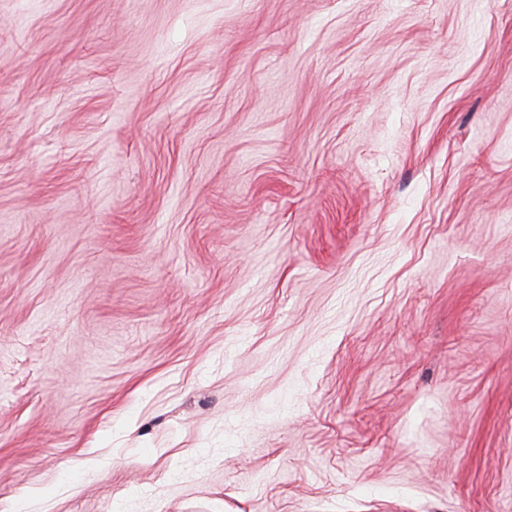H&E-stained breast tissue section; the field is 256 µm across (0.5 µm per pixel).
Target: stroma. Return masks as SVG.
Segmentation results:
<instances>
[{"instance_id":"obj_1","label":"stroma","mask_w":512,"mask_h":512,"mask_svg":"<svg viewBox=\"0 0 512 512\" xmlns=\"http://www.w3.org/2000/svg\"><path fill=\"white\" fill-rule=\"evenodd\" d=\"M512 512V0H0V502Z\"/></svg>"}]
</instances>
